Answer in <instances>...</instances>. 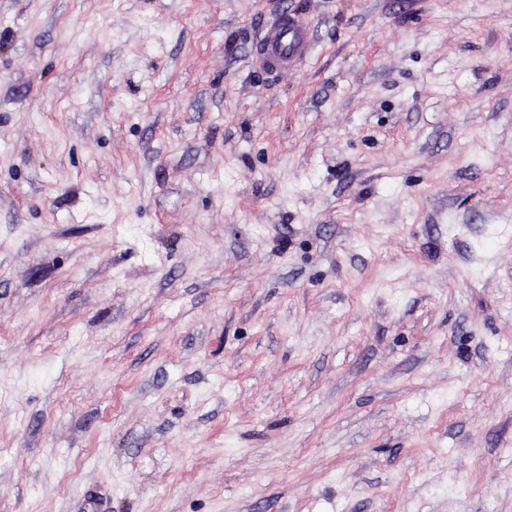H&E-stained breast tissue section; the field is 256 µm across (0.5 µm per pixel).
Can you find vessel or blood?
I'll return each instance as SVG.
<instances>
[{"instance_id": "b4317fda", "label": "vessel or blood", "mask_w": 512, "mask_h": 512, "mask_svg": "<svg viewBox=\"0 0 512 512\" xmlns=\"http://www.w3.org/2000/svg\"><path fill=\"white\" fill-rule=\"evenodd\" d=\"M313 48L309 26L295 15L281 13L267 26L254 57L267 71L293 67L309 57Z\"/></svg>"}]
</instances>
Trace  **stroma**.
I'll return each instance as SVG.
<instances>
[{
	"label": "stroma",
	"mask_w": 512,
	"mask_h": 512,
	"mask_svg": "<svg viewBox=\"0 0 512 512\" xmlns=\"http://www.w3.org/2000/svg\"><path fill=\"white\" fill-rule=\"evenodd\" d=\"M0 512H512V0H0ZM312 49L308 24L283 12L268 24L263 40L255 48L254 57L267 71L276 73L285 66L295 67L303 62Z\"/></svg>",
	"instance_id": "35a3bbf8"
}]
</instances>
